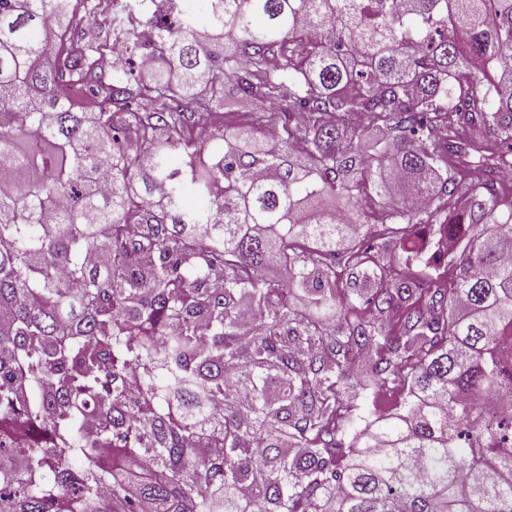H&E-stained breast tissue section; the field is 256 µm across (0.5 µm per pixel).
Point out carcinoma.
<instances>
[{
    "mask_svg": "<svg viewBox=\"0 0 512 512\" xmlns=\"http://www.w3.org/2000/svg\"><path fill=\"white\" fill-rule=\"evenodd\" d=\"M507 168L512 0H0V512H512ZM232 85L230 82L224 83V112H237L238 114L235 116H228L226 114V125H230L235 121H239L243 119V113L252 110L254 107L252 102L249 100L239 98L234 94V91L231 89ZM400 255L401 250L399 246H396L395 243L392 242L387 244L386 248H380L378 251L374 253L375 259L379 261L380 264H390L393 268L403 271L405 273H411L413 275L429 272L423 266H412L408 269L406 266L398 264V259ZM405 392L403 384L389 383L360 399V410L369 418L395 413L404 400Z\"/></svg>",
    "mask_w": 512,
    "mask_h": 512,
    "instance_id": "carcinoma-1",
    "label": "carcinoma"
}]
</instances>
